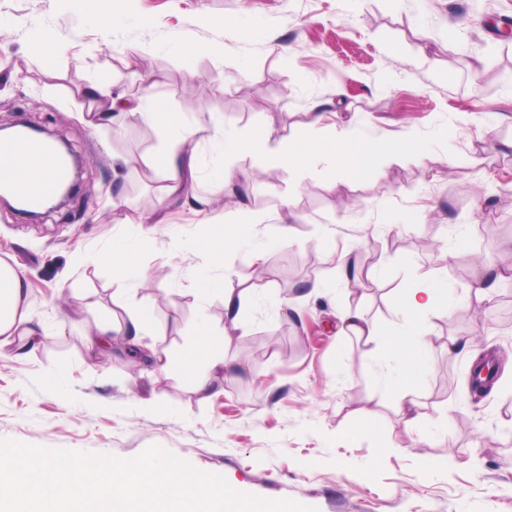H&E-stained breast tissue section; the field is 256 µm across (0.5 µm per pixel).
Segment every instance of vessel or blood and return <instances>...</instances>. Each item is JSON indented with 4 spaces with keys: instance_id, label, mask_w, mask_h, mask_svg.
Masks as SVG:
<instances>
[{
    "instance_id": "b4317fda",
    "label": "vessel or blood",
    "mask_w": 512,
    "mask_h": 512,
    "mask_svg": "<svg viewBox=\"0 0 512 512\" xmlns=\"http://www.w3.org/2000/svg\"><path fill=\"white\" fill-rule=\"evenodd\" d=\"M0 156L14 159L17 164L16 171L0 174V179L28 206L52 195L64 175L56 154L31 138L0 142Z\"/></svg>"
}]
</instances>
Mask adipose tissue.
Listing matches in <instances>:
<instances>
[{
    "instance_id": "ef3b65f1",
    "label": "adipose tissue",
    "mask_w": 512,
    "mask_h": 512,
    "mask_svg": "<svg viewBox=\"0 0 512 512\" xmlns=\"http://www.w3.org/2000/svg\"><path fill=\"white\" fill-rule=\"evenodd\" d=\"M136 107L142 117L158 121L161 136L169 142L161 168L162 176L168 183L169 194L190 189L197 173L196 151L190 146L195 136L194 131L160 120L158 103L151 95L140 97ZM271 137V131L263 130L254 133L250 138L242 139L224 133L218 127L210 136L209 144L211 151L221 157L230 159L246 152L275 167L299 168L302 137L281 139L274 149L268 146ZM339 141L342 147L357 148L360 163L365 167L371 166L378 157L413 152L419 148L418 143L402 135L391 140L380 138L368 121L342 131ZM503 276V271L484 268L460 295L454 294L447 282L439 278L411 282L396 297V307L403 316L402 324L396 329L384 330L355 309L341 315L340 333L375 343L382 353L408 356L411 368H421L431 352L421 328L423 320L428 315L444 313L460 305L481 309L491 299L492 278L500 279ZM261 289V284L256 282L237 292L225 288L223 278L204 273L197 278L194 291L201 297L222 294L224 315L238 328L242 325L240 310L243 303ZM41 333V327L34 324L29 313L23 277L12 266L0 261V350L12 346L16 340L22 338L36 341ZM222 342V337L205 335L194 349L195 357L205 359L209 368L208 375L198 386L199 391L211 390L216 382L236 377L241 371L239 365L220 356Z\"/></svg>"
}]
</instances>
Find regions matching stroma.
<instances>
[{"mask_svg":"<svg viewBox=\"0 0 512 512\" xmlns=\"http://www.w3.org/2000/svg\"><path fill=\"white\" fill-rule=\"evenodd\" d=\"M507 24L512 0H0V124L48 127L90 159L81 194L58 213L35 224L0 207V259L25 276L31 316L48 331L25 354L0 356V440L121 458L157 445L236 491L318 512H512V324L500 320L512 280L480 313L424 321L434 344L412 384L410 428L375 385L383 369L405 385L408 365L383 366L374 344L336 334L349 308L392 329L393 298L409 282L439 277L460 293L476 262L512 265L501 248L512 240V155L493 151L512 138ZM39 28L55 46L37 55ZM99 80L131 102L152 84L163 111L198 128L188 197L167 193L154 123L127 110L88 125L84 91ZM242 83L251 98H237ZM336 99L337 113L302 130L311 101ZM214 115L230 133L302 131L316 146L297 172L228 161L207 148ZM363 117L421 153L361 169L334 132ZM226 169L258 218L242 231ZM288 201L305 218L297 246L275 242ZM460 234L469 245L458 251ZM257 248L266 288L237 330L221 295L192 288L204 272L249 286ZM345 250L360 268L382 266L383 279L358 296L339 288ZM125 260L142 281L114 275ZM130 311L146 318L142 345L172 355L167 372L135 362L121 336L88 347L109 314ZM204 332L224 336L225 359L247 367L205 399L179 362ZM252 347L257 356L242 359ZM478 349L505 361L483 397L469 386Z\"/></svg>","mask_w":512,"mask_h":512,"instance_id":"1","label":"stroma"}]
</instances>
